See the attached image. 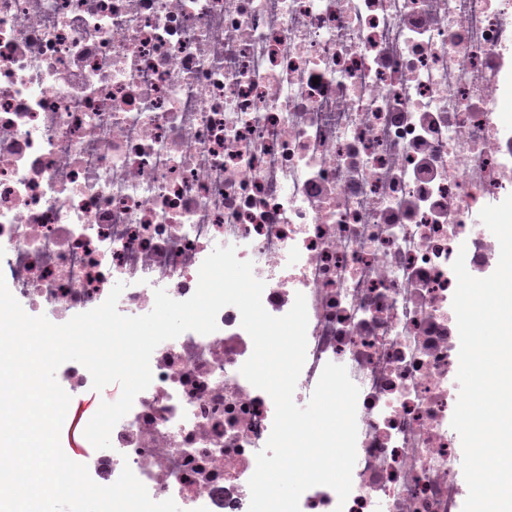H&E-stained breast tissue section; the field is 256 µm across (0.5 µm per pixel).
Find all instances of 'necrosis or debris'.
I'll return each mask as SVG.
<instances>
[{
	"instance_id": "obj_1",
	"label": "necrosis or debris",
	"mask_w": 512,
	"mask_h": 512,
	"mask_svg": "<svg viewBox=\"0 0 512 512\" xmlns=\"http://www.w3.org/2000/svg\"><path fill=\"white\" fill-rule=\"evenodd\" d=\"M512 0H0V275L32 316L149 313L232 246L262 302L308 310L294 398L326 363L359 387L346 502L300 512H462L452 264L491 275L471 218L512 194ZM152 353L96 481L130 465L151 498L248 512L274 419L241 374L238 309ZM67 418L98 405L61 373Z\"/></svg>"
}]
</instances>
